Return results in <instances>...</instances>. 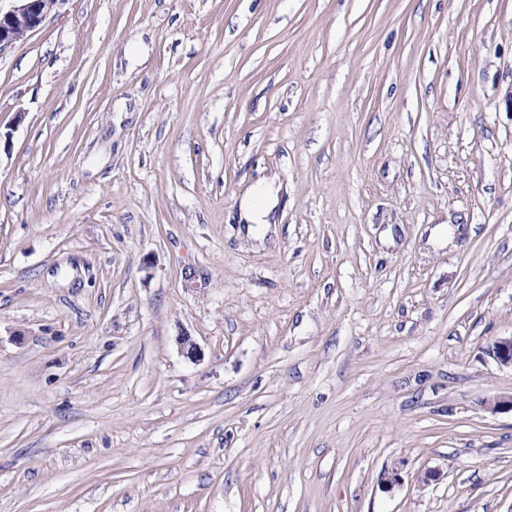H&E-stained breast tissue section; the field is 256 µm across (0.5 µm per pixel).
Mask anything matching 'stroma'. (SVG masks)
Instances as JSON below:
<instances>
[{
    "instance_id": "obj_1",
    "label": "stroma",
    "mask_w": 512,
    "mask_h": 512,
    "mask_svg": "<svg viewBox=\"0 0 512 512\" xmlns=\"http://www.w3.org/2000/svg\"><path fill=\"white\" fill-rule=\"evenodd\" d=\"M511 91L512 0H63L1 50L0 512H512ZM276 203L273 189L261 190L252 189L247 192L239 204V219L244 221L247 226V233L254 234L253 224H270L274 219Z\"/></svg>"
}]
</instances>
